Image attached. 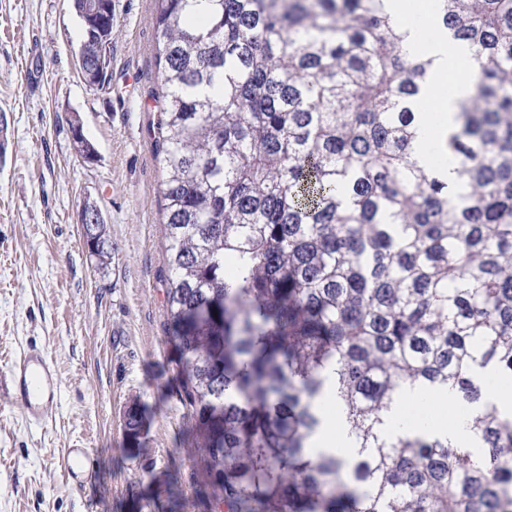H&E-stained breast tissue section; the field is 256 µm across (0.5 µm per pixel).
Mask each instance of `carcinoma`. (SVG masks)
I'll return each mask as SVG.
<instances>
[{
	"instance_id": "1",
	"label": "carcinoma",
	"mask_w": 512,
	"mask_h": 512,
	"mask_svg": "<svg viewBox=\"0 0 512 512\" xmlns=\"http://www.w3.org/2000/svg\"><path fill=\"white\" fill-rule=\"evenodd\" d=\"M154 2L167 311L218 512H512L511 411L473 416L478 452L384 421L406 382L512 380V0H432L478 71L433 143L451 184L415 157L432 60L385 0ZM329 384L348 458L315 450Z\"/></svg>"
}]
</instances>
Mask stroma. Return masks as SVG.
Segmentation results:
<instances>
[{
    "instance_id": "stroma-1",
    "label": "stroma",
    "mask_w": 512,
    "mask_h": 512,
    "mask_svg": "<svg viewBox=\"0 0 512 512\" xmlns=\"http://www.w3.org/2000/svg\"><path fill=\"white\" fill-rule=\"evenodd\" d=\"M112 2V77L93 91L68 0H0V512H210L166 328L154 0ZM76 120L95 162L75 154ZM87 201L112 243L103 266L80 222ZM35 343L61 386L58 414L43 425L3 385ZM133 405L144 412L136 448L123 431ZM80 445L91 455L79 492L61 456Z\"/></svg>"
}]
</instances>
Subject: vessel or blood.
Listing matches in <instances>:
<instances>
[{
    "label": "vessel or blood",
    "instance_id": "vessel-or-blood-1",
    "mask_svg": "<svg viewBox=\"0 0 512 512\" xmlns=\"http://www.w3.org/2000/svg\"><path fill=\"white\" fill-rule=\"evenodd\" d=\"M9 391L29 422L52 421L59 407V376L46 349L28 347L8 368ZM89 449L68 448L62 456V472L75 488H82Z\"/></svg>",
    "mask_w": 512,
    "mask_h": 512
}]
</instances>
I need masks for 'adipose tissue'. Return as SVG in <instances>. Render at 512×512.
Instances as JSON below:
<instances>
[{"label": "adipose tissue", "instance_id": "obj_1", "mask_svg": "<svg viewBox=\"0 0 512 512\" xmlns=\"http://www.w3.org/2000/svg\"><path fill=\"white\" fill-rule=\"evenodd\" d=\"M423 31L420 25L409 28L406 45L413 54L426 51L433 57L439 72L438 77L426 80L419 110V140L426 144L432 138L447 137L449 128L454 127V102L457 98L472 94L476 67L468 45L451 44L441 37L428 39ZM454 402L453 391L447 387L427 391L416 385H402L398 398L387 414L386 428L393 433L424 428L448 437L453 443L471 440L474 434L469 427L468 415L460 414L451 421L442 422L430 411L431 405L448 407Z\"/></svg>", "mask_w": 512, "mask_h": 512}]
</instances>
